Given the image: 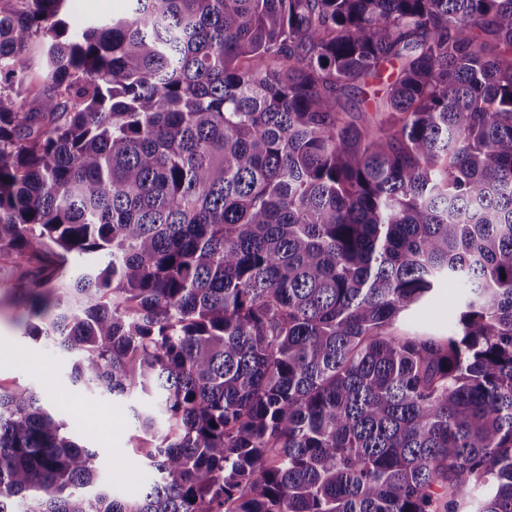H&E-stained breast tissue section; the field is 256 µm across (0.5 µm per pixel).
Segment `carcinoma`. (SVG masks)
<instances>
[{"instance_id":"carcinoma-1","label":"carcinoma","mask_w":512,"mask_h":512,"mask_svg":"<svg viewBox=\"0 0 512 512\" xmlns=\"http://www.w3.org/2000/svg\"><path fill=\"white\" fill-rule=\"evenodd\" d=\"M66 2L0 0V262L156 477L0 386V512H512V0ZM131 8L130 0H68L65 20L71 29H80L90 19L124 16ZM462 289H443L433 298L425 301L403 315L406 326L430 333H443L460 310Z\"/></svg>"}]
</instances>
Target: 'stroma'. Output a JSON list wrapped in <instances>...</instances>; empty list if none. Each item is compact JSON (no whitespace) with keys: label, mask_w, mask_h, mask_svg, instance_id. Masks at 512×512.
Masks as SVG:
<instances>
[{"label":"stroma","mask_w":512,"mask_h":512,"mask_svg":"<svg viewBox=\"0 0 512 512\" xmlns=\"http://www.w3.org/2000/svg\"><path fill=\"white\" fill-rule=\"evenodd\" d=\"M131 8V0H68L65 19L70 28L79 29L90 19L123 16ZM15 280L12 266L0 263V344L10 350L8 356L0 357V386H29L43 393L49 407L66 421L73 440L96 450L101 477L113 492H138L152 482L154 473L134 448L132 431L126 424L131 414L129 401L81 393L70 379V356L21 335L13 323L19 310L7 289ZM461 299V289L441 290L408 310L404 323L430 333L446 332Z\"/></svg>","instance_id":"obj_1"}]
</instances>
